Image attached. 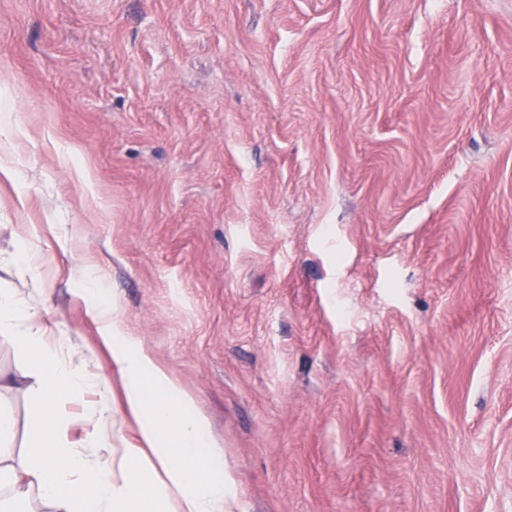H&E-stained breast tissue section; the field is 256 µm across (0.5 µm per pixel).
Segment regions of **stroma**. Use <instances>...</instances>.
<instances>
[{
	"instance_id": "obj_1",
	"label": "stroma",
	"mask_w": 512,
	"mask_h": 512,
	"mask_svg": "<svg viewBox=\"0 0 512 512\" xmlns=\"http://www.w3.org/2000/svg\"><path fill=\"white\" fill-rule=\"evenodd\" d=\"M4 112L0 289L95 373L90 462L138 442L100 278L234 512H512V0H0Z\"/></svg>"
}]
</instances>
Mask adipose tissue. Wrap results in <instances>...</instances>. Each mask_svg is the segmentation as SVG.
<instances>
[{"instance_id": "1", "label": "adipose tissue", "mask_w": 512, "mask_h": 512, "mask_svg": "<svg viewBox=\"0 0 512 512\" xmlns=\"http://www.w3.org/2000/svg\"><path fill=\"white\" fill-rule=\"evenodd\" d=\"M94 310L140 444L111 448L107 427L98 425L87 445L111 448L110 458L93 464L72 448L61 397L83 391L96 376L61 358L35 314L0 289V329L39 368V415L23 456L12 444V418L0 411V512H15L16 501L30 495L48 512H230L238 489L224 467V448L194 399L125 331L116 303Z\"/></svg>"}]
</instances>
